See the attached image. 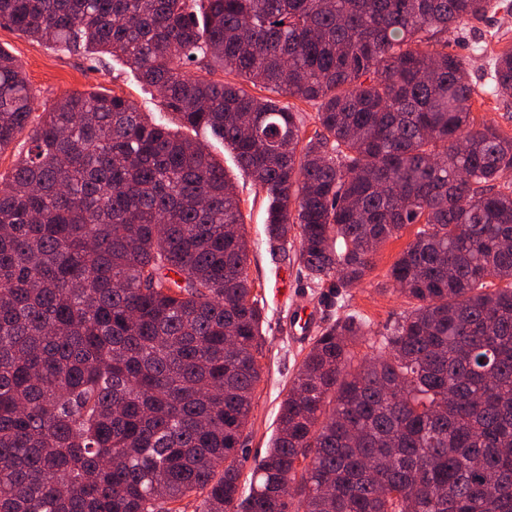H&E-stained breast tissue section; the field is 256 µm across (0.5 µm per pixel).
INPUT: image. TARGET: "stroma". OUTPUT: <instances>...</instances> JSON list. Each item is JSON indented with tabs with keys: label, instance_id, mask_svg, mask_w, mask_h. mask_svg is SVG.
Returning a JSON list of instances; mask_svg holds the SVG:
<instances>
[{
	"label": "stroma",
	"instance_id": "35a3bbf8",
	"mask_svg": "<svg viewBox=\"0 0 512 512\" xmlns=\"http://www.w3.org/2000/svg\"><path fill=\"white\" fill-rule=\"evenodd\" d=\"M510 45L512 14L503 13L489 16L464 37L448 41L449 52L473 59L470 78L476 87L472 101L476 122L494 124L509 135L512 134V99L492 96L488 80L495 55ZM0 49L9 52L21 65L38 93L41 108H50L56 100L73 92L101 90L125 96L140 111L170 128L178 126L174 115L163 109L157 91L144 85L137 72L119 58L56 51L7 25L0 26ZM198 137L234 182L249 246L248 271L265 317L261 378L254 392V407L240 456L241 479L246 482L255 463L269 448L280 403L313 342L312 336L293 334L291 321L295 310L314 312L315 327L319 330L354 314L364 318L373 331H384L410 307L408 299L387 287L386 274L413 240L417 227L409 225L398 237L388 240L378 252L373 271L356 287L338 291L316 286L306 278L295 255L273 252L268 244L266 201L260 186L237 168L231 151L223 144L203 131Z\"/></svg>",
	"mask_w": 512,
	"mask_h": 512
}]
</instances>
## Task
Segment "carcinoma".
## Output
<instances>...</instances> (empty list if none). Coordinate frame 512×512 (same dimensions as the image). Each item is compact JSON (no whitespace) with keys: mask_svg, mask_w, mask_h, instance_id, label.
<instances>
[{"mask_svg":"<svg viewBox=\"0 0 512 512\" xmlns=\"http://www.w3.org/2000/svg\"><path fill=\"white\" fill-rule=\"evenodd\" d=\"M500 10L0 0L1 23L123 60L181 126L223 139L311 283L356 286L418 225L388 272L410 310L385 333L356 315L320 332L245 494L262 313L224 167L121 95L57 100L0 180V512L191 495L202 512H512V137L475 122L470 62L448 52ZM491 82L512 99V46ZM287 95L317 105L312 135ZM37 102L0 49V152Z\"/></svg>","mask_w":512,"mask_h":512,"instance_id":"carcinoma-1","label":"carcinoma"}]
</instances>
